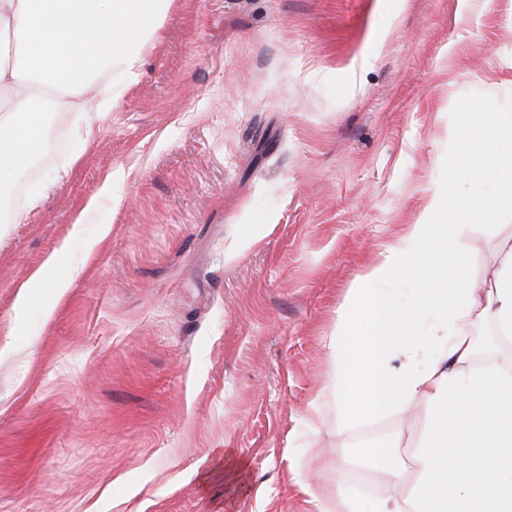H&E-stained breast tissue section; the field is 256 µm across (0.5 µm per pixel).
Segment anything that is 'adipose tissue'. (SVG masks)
<instances>
[{"label": "adipose tissue", "mask_w": 512, "mask_h": 512, "mask_svg": "<svg viewBox=\"0 0 512 512\" xmlns=\"http://www.w3.org/2000/svg\"><path fill=\"white\" fill-rule=\"evenodd\" d=\"M172 0H0V41L12 47L0 61V174L23 170L39 152L43 116L34 106L37 82L56 83L81 114L107 112L112 98L86 94L84 84L121 70L134 81L145 46ZM449 179L512 184V159L490 145L472 147L460 129L448 133ZM447 228L421 220L367 273L390 280L411 270L416 302L399 293L356 285L331 344L328 393L340 425L386 411L416 409L426 418L414 448L415 480L402 494L363 502L336 465L330 495L334 512H512V374L473 367L470 330L493 316L512 334V248L490 282H440L442 264L459 252ZM424 325L407 334V320Z\"/></svg>", "instance_id": "obj_1"}]
</instances>
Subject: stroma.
Returning a JSON list of instances; mask_svg holds the SVG:
<instances>
[{"label": "stroma", "instance_id": "obj_1", "mask_svg": "<svg viewBox=\"0 0 512 512\" xmlns=\"http://www.w3.org/2000/svg\"><path fill=\"white\" fill-rule=\"evenodd\" d=\"M474 99L512 114V0H173L111 111L81 134L56 106L12 179L30 213L0 223V512H328L348 448L409 456L405 415L337 425L331 343L427 207L463 246L443 276L512 246L511 209L490 228L431 204L472 192L448 130ZM472 339L512 371L493 318ZM228 450L235 490L201 475Z\"/></svg>", "mask_w": 512, "mask_h": 512}]
</instances>
